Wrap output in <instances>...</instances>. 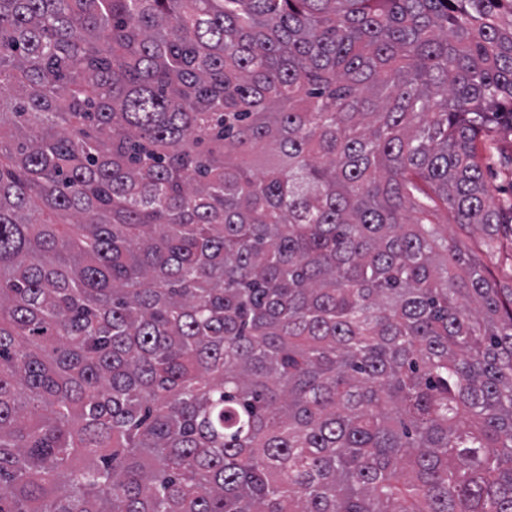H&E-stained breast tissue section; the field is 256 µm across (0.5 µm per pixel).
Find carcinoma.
<instances>
[{"instance_id":"cac0c4a2","label":"carcinoma","mask_w":512,"mask_h":512,"mask_svg":"<svg viewBox=\"0 0 512 512\" xmlns=\"http://www.w3.org/2000/svg\"><path fill=\"white\" fill-rule=\"evenodd\" d=\"M499 134L512 0H0V512H512ZM512 136L490 142L481 150V162L497 203L512 205ZM511 242L501 251L486 259L491 278L498 288H512V250Z\"/></svg>"}]
</instances>
